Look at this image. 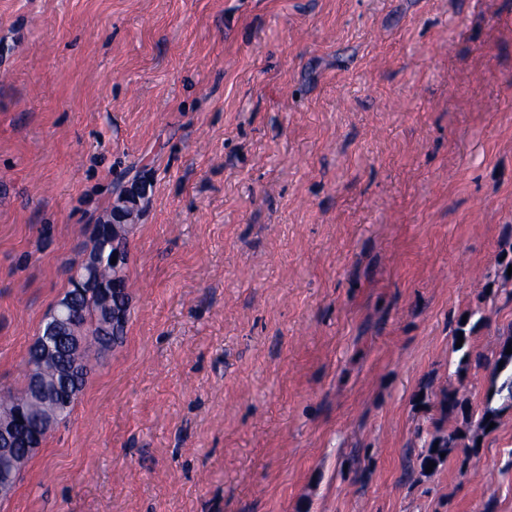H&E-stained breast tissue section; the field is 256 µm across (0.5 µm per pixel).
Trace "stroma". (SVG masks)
<instances>
[{
  "label": "stroma",
  "mask_w": 512,
  "mask_h": 512,
  "mask_svg": "<svg viewBox=\"0 0 512 512\" xmlns=\"http://www.w3.org/2000/svg\"><path fill=\"white\" fill-rule=\"evenodd\" d=\"M149 181L126 335L0 512H512V0H0V390ZM149 184L146 181H136L126 186L112 204L108 222L112 231L122 233L133 223L135 213L143 199L148 195ZM509 343H512V324L507 326V336L500 343L492 372L495 384L494 395L499 396L501 404L499 407H492L491 400H487L478 419V426L484 432L488 430L491 422L496 424L502 411L512 408V353L506 354ZM501 361H504V365H502V370H499ZM488 415H491V418H488Z\"/></svg>",
  "instance_id": "obj_1"
}]
</instances>
